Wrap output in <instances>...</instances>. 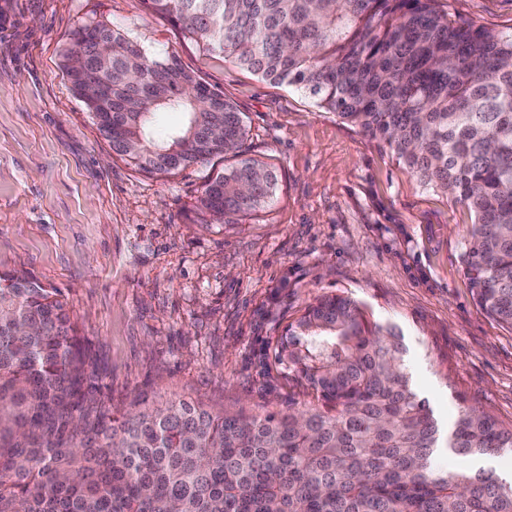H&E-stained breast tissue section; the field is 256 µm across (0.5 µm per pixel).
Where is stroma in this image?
<instances>
[{
  "mask_svg": "<svg viewBox=\"0 0 512 512\" xmlns=\"http://www.w3.org/2000/svg\"><path fill=\"white\" fill-rule=\"evenodd\" d=\"M462 25L512 31V0H438ZM91 20L126 33L243 112L247 156L277 176L240 224L198 210L214 158L172 176L113 154L61 69ZM470 212L389 147L301 92L184 40L141 0H0V271L59 289L119 409L172 397L213 411L305 403L262 359L318 296L393 324L441 423L459 400L512 423V329L475 304L461 264Z\"/></svg>",
  "mask_w": 512,
  "mask_h": 512,
  "instance_id": "obj_1",
  "label": "stroma"
}]
</instances>
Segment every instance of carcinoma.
Wrapping results in <instances>:
<instances>
[{
	"label": "carcinoma",
	"mask_w": 512,
	"mask_h": 512,
	"mask_svg": "<svg viewBox=\"0 0 512 512\" xmlns=\"http://www.w3.org/2000/svg\"><path fill=\"white\" fill-rule=\"evenodd\" d=\"M434 2L142 0L203 53L303 92L467 207L473 299L512 328V31L460 25ZM100 34L112 41L105 62ZM63 69L112 152L141 170L235 159L197 198L213 223L239 224L273 197L274 173L242 151V113L176 57L98 20L72 32ZM165 112L185 119L159 134ZM405 353L395 327L323 296L273 348L309 407L219 414L142 398L114 410L95 396L60 291L0 273V512H512V480L437 462L438 421ZM457 400L454 455L512 453V426Z\"/></svg>",
	"instance_id": "1"
}]
</instances>
